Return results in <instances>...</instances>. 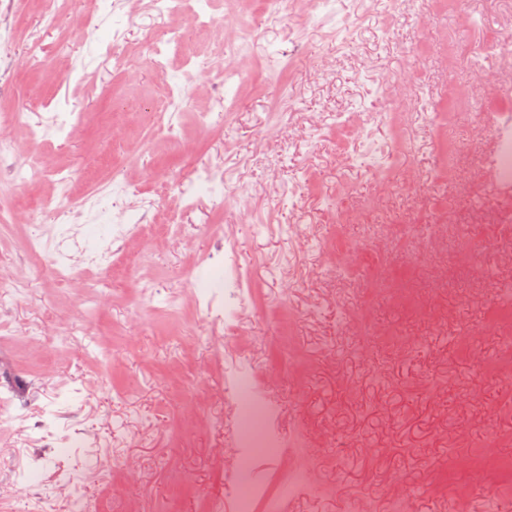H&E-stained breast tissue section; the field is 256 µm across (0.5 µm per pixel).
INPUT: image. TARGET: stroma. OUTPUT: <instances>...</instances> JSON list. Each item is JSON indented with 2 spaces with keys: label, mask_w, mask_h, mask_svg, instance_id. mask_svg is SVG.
Returning <instances> with one entry per match:
<instances>
[{
  "label": "stroma",
  "mask_w": 512,
  "mask_h": 512,
  "mask_svg": "<svg viewBox=\"0 0 512 512\" xmlns=\"http://www.w3.org/2000/svg\"><path fill=\"white\" fill-rule=\"evenodd\" d=\"M128 0H76L48 19L39 0L0 15L16 35V51L39 62L19 76L0 109L34 112L43 131L13 129L23 157L69 170L74 199L92 181L120 172L139 192L148 220L128 225L124 248L136 262L104 279L107 297L95 311L79 307L80 281L44 276L29 254L36 234L69 236L79 262L112 247V201L86 207L82 223L12 224L0 228V355L20 377L27 410L0 407V512L14 502V471L27 448H44L35 465L56 495L61 465L47 443L69 447L70 465L94 512H213L224 474L236 466L235 408L224 399V355L242 353L259 388L280 406L281 430H299L291 448L263 473L271 491L304 467L312 492L288 512H512V486L485 487L470 455L496 440L512 453V367L496 369L501 342L483 335L499 302L495 273H512L508 252L478 253L488 272L458 269L450 278H415L410 292L426 311L410 309L367 276L327 274L326 246L362 228L333 224L327 205L336 187L353 182L371 194L368 171L339 164L329 113L362 107L375 146L394 145L382 114V78L420 77L430 98L445 90L439 65L445 35L472 38L449 25L429 0H332L312 17L290 0H268L262 29L248 51L256 71L238 92L215 91L197 70L186 110L168 114L180 130L169 141L152 124V88L184 82L177 55L155 70L129 25ZM398 15L390 41L379 38L386 11ZM68 41L70 51L57 47ZM429 41L428 54L411 49ZM364 77L353 80L355 66ZM237 97L233 125L224 102ZM79 113L57 131L54 115ZM209 116L199 124L196 113ZM449 137L463 148L458 183L433 181L438 164L432 119L423 117L404 169L429 194L449 196L462 221H487L491 203L474 179L492 148L477 118L456 123ZM217 172L224 190L246 195L214 210L205 197L185 202L175 189L195 170ZM315 170L318 187L301 173ZM250 212L251 222L241 220ZM223 227L235 244L252 300L231 328L213 322L195 299L211 270L201 261ZM368 307L371 332L350 334L337 321Z\"/></svg>",
  "instance_id": "1"
}]
</instances>
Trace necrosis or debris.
<instances>
[{
    "mask_svg": "<svg viewBox=\"0 0 512 512\" xmlns=\"http://www.w3.org/2000/svg\"><path fill=\"white\" fill-rule=\"evenodd\" d=\"M136 3L138 8L159 17L192 16L197 25L203 28L208 26L214 10V0H136ZM256 30V24L235 21L222 45L223 62L210 71L215 89L221 90L241 81V58ZM445 45L448 68L456 70L464 67L471 72L484 67L483 53L486 49H500L502 70L512 79V48L505 45L500 27L484 25L477 40L449 38ZM381 88L390 105L383 122L392 141L403 148L412 146L418 122L429 111L446 126L475 113L479 115L482 125L492 130L493 147L485 159V165L497 197L496 214L490 222L457 228L461 249L456 263L463 267L471 266L475 261L472 246L476 243L485 242L496 247L512 245V96L502 94L478 98L462 83L454 82L449 85L445 97L431 103L423 95L421 86L400 92L399 81L395 78L382 82ZM334 135L338 152L348 155L355 167L369 166L376 174V193L366 199L357 198L353 183L346 182L336 188V200L331 208L333 221L338 224H361L374 211L377 197L389 193L400 179V157L393 153L385 159H376L370 146L371 132L357 114H337ZM47 177L51 178L58 190L52 202L54 223L76 222L78 206L68 192L70 173L64 170L49 173L35 161H19L15 141L0 133V189L14 188ZM455 212L454 201L446 198L430 200L414 210L412 221L423 225L425 241L424 248L413 255L414 273L430 271L429 245L441 231L453 228L449 217ZM29 251L40 267L57 279L66 281L76 277L77 267L68 261L66 240L60 239L51 245L34 242ZM330 252L333 267L343 279H351L364 272L379 287H391L399 281L385 253L372 250L356 239L337 238ZM206 259L212 267L224 272V321L233 323L249 294L244 272L235 261L233 242L226 238L217 239L213 252L207 254ZM225 395L238 410L234 437L240 466L225 484L232 496L233 512H254L256 504L260 502L266 503L268 512H288L291 498L305 489L303 479L295 478L279 494L273 495L267 483L254 476L259 463L275 461L288 445L280 430L277 407L257 389L251 375L233 366L227 371Z\"/></svg>",
    "mask_w": 512,
    "mask_h": 512,
    "instance_id": "4bbe7bcc",
    "label": "necrosis or debris"
}]
</instances>
